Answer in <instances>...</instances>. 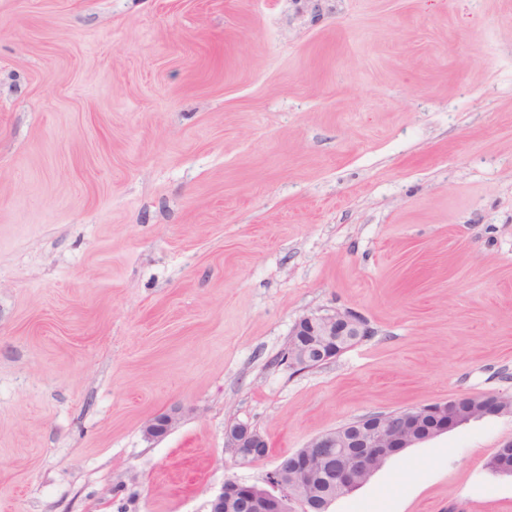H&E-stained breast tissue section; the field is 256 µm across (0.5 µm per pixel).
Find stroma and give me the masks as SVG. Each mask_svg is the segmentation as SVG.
I'll return each instance as SVG.
<instances>
[{"instance_id": "35a3bbf8", "label": "stroma", "mask_w": 512, "mask_h": 512, "mask_svg": "<svg viewBox=\"0 0 512 512\" xmlns=\"http://www.w3.org/2000/svg\"><path fill=\"white\" fill-rule=\"evenodd\" d=\"M333 308L370 336L288 366ZM467 393L512 395V0H0V512H209ZM510 441L468 422L329 512H512ZM180 413V409L174 407L156 414L145 426V435L153 439L164 437L172 430L179 419ZM224 447L231 454L235 464L241 467L251 465L269 453L268 442L264 436L243 423L227 427Z\"/></svg>"}]
</instances>
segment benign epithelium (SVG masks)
<instances>
[{"instance_id":"7a95c632","label":"benign epithelium","mask_w":512,"mask_h":512,"mask_svg":"<svg viewBox=\"0 0 512 512\" xmlns=\"http://www.w3.org/2000/svg\"><path fill=\"white\" fill-rule=\"evenodd\" d=\"M366 320L351 310L324 309L299 317L290 333L288 362L302 369L324 364L341 351V340L368 336ZM512 415V396L463 394L389 413L365 415L314 439L296 453L294 471L282 461L268 473L265 485H249L234 478L224 482L211 501L210 512H224V498L242 493L254 512H309L311 491L325 469L336 474V492L350 494L391 457L416 444L445 434L488 415ZM180 416L177 407L156 414L145 426L149 438L167 435ZM361 448L349 455L345 448ZM224 447L235 464L248 466L269 453L267 440L243 423L227 427Z\"/></svg>"}]
</instances>
